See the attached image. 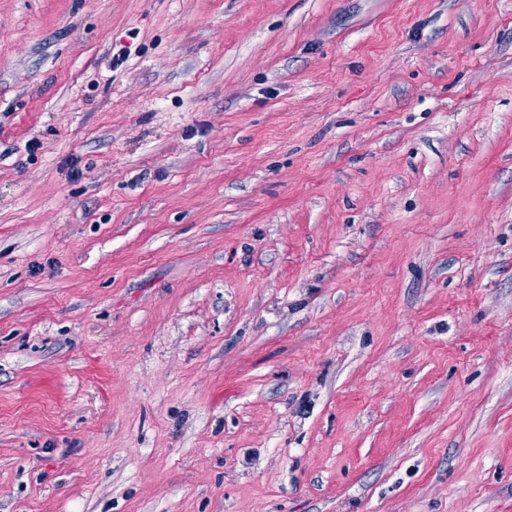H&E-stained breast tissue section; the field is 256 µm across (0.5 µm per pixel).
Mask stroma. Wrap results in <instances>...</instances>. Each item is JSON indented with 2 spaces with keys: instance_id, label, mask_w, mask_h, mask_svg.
Wrapping results in <instances>:
<instances>
[{
  "instance_id": "35a3bbf8",
  "label": "stroma",
  "mask_w": 512,
  "mask_h": 512,
  "mask_svg": "<svg viewBox=\"0 0 512 512\" xmlns=\"http://www.w3.org/2000/svg\"><path fill=\"white\" fill-rule=\"evenodd\" d=\"M0 512H512V0H0Z\"/></svg>"
}]
</instances>
